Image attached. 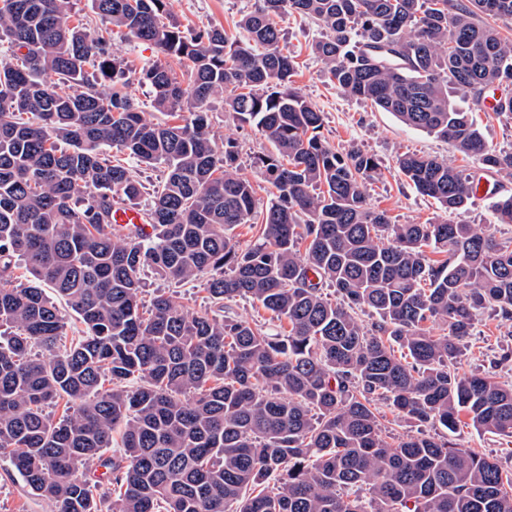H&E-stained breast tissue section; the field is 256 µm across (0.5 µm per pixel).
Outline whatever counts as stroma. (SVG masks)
<instances>
[{
    "instance_id": "stroma-1",
    "label": "stroma",
    "mask_w": 512,
    "mask_h": 512,
    "mask_svg": "<svg viewBox=\"0 0 512 512\" xmlns=\"http://www.w3.org/2000/svg\"><path fill=\"white\" fill-rule=\"evenodd\" d=\"M256 0H170V18L185 33L203 28H219L229 36L243 38L238 27L241 17L253 10ZM71 13L87 29L109 36L112 47L128 62L132 71H140L160 59L159 49L148 42L129 39L113 30L111 24L96 14L90 0H70ZM285 33V48L296 65L293 85L324 118L322 134L333 146L355 145L375 155L382 163L380 177L366 188L368 202L384 210L395 224H416L426 221L450 220L460 224H497L494 204L500 194L512 191V182L497 176H486V183L494 184L492 194L476 196L465 210L448 215L436 202L418 194L399 174L396 158L404 153L435 156L456 167L477 170V162L456 152L451 145L436 136L413 129L394 115L344 93L330 83L323 72L324 64L313 52L312 45L324 35L322 27L308 19L291 15L281 23ZM211 130L217 139L237 142L240 150V173L253 181L258 208H265L272 197V188L252 164L254 156L270 151V144L256 127L239 123L225 112L223 98L210 104ZM501 239L512 238V224H497ZM147 295L162 291L194 312L210 309L208 295L200 280L170 283L155 276L145 279ZM512 348V321H502L491 314H479L472 335L466 343L460 361L462 372L487 369L505 348ZM385 429L383 437L389 445H396L405 435L423 431L435 438L448 440L461 448L512 470V436L482 433L462 424L450 432L441 427H419L401 417L388 406H381ZM0 512H51L49 502L33 493L9 463L0 462Z\"/></svg>"
}]
</instances>
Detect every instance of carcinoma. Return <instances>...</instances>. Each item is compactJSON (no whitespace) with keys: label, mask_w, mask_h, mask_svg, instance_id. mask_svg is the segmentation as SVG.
Segmentation results:
<instances>
[{"label":"carcinoma","mask_w":512,"mask_h":512,"mask_svg":"<svg viewBox=\"0 0 512 512\" xmlns=\"http://www.w3.org/2000/svg\"><path fill=\"white\" fill-rule=\"evenodd\" d=\"M91 4L160 50L139 82L179 123L145 118L122 56L72 24L69 0H0V460L52 512H512L498 463L433 437L392 447L376 410L382 400L421 425L453 431L465 416L512 435V385L459 371L479 313L512 321V240L490 225L393 224L371 207L380 162L322 139L280 26L290 14L321 23L314 51L336 88L512 180V152L448 95L479 106L497 84L492 111L512 115V40L482 20L512 19V0H259L239 21L245 43L185 35L164 22L168 0ZM217 96L272 146L253 161L275 189L260 213L237 144L210 129ZM120 154L165 177L146 187ZM396 164L446 212L475 197L474 175L444 160ZM148 189L151 233H122L112 207ZM496 214L512 224L511 194ZM258 216L259 242L239 248L230 231ZM147 269L207 275L216 310L164 294L144 307ZM44 284L82 325L62 351L67 317ZM237 297L287 330L222 315ZM61 400L58 417L48 408ZM118 430L123 453L108 456Z\"/></svg>","instance_id":"cac0c4a2"}]
</instances>
